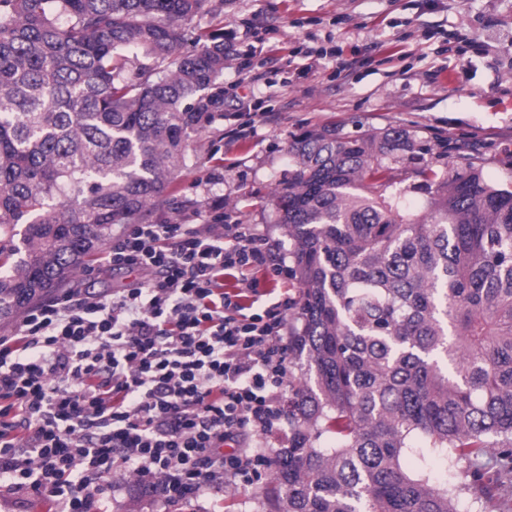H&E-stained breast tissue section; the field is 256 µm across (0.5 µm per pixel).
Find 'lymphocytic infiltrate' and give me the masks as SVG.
I'll return each mask as SVG.
<instances>
[{
	"mask_svg": "<svg viewBox=\"0 0 512 512\" xmlns=\"http://www.w3.org/2000/svg\"><path fill=\"white\" fill-rule=\"evenodd\" d=\"M100 261L141 279L67 291L0 337V489L101 512L120 471L169 503L258 480L273 456L262 439L283 430L296 300L246 313L224 275L285 274L268 239L218 210L126 225Z\"/></svg>",
	"mask_w": 512,
	"mask_h": 512,
	"instance_id": "obj_1",
	"label": "lymphocytic infiltrate"
}]
</instances>
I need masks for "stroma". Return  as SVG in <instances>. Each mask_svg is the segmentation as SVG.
Segmentation results:
<instances>
[{
  "label": "stroma",
  "instance_id": "obj_1",
  "mask_svg": "<svg viewBox=\"0 0 512 512\" xmlns=\"http://www.w3.org/2000/svg\"><path fill=\"white\" fill-rule=\"evenodd\" d=\"M192 26L223 30L235 50L220 79L224 117L191 136L188 166L155 217L188 222L224 203L291 264L273 194L293 136L327 125L350 136L402 128L438 168L472 161L512 182V0H208ZM255 57L263 67L251 68ZM344 61L354 69L342 79ZM260 109L265 121L246 125L244 113ZM298 289L258 269L224 278L225 293L256 310ZM117 481L106 512H256L251 485L165 504L134 474Z\"/></svg>",
  "mask_w": 512,
  "mask_h": 512
}]
</instances>
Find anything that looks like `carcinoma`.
Here are the masks:
<instances>
[{"instance_id":"cac0c4a2","label":"carcinoma","mask_w":512,"mask_h":512,"mask_svg":"<svg viewBox=\"0 0 512 512\" xmlns=\"http://www.w3.org/2000/svg\"><path fill=\"white\" fill-rule=\"evenodd\" d=\"M205 2L0 0L1 320L152 222L224 116V32L188 27ZM427 153L400 128L288 146L274 205L301 377L260 512H463L512 484V188L426 162L411 200L405 162Z\"/></svg>"}]
</instances>
